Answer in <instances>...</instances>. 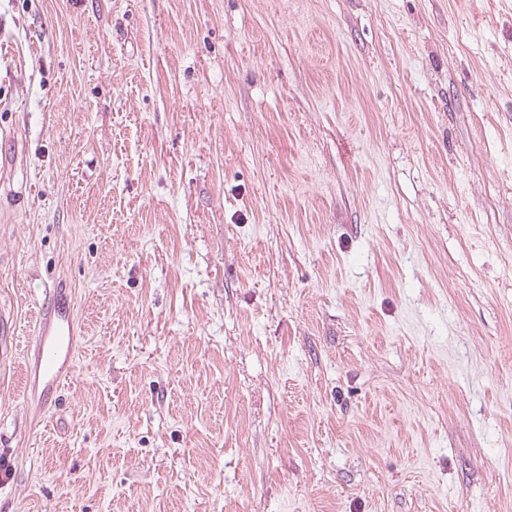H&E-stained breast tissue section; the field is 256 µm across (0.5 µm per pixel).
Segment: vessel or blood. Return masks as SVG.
<instances>
[{"label":"vessel or blood","instance_id":"1","mask_svg":"<svg viewBox=\"0 0 512 512\" xmlns=\"http://www.w3.org/2000/svg\"><path fill=\"white\" fill-rule=\"evenodd\" d=\"M73 336L74 319L69 308H59L40 321L37 333L40 356L34 375L44 389L58 387L64 364L73 363Z\"/></svg>","mask_w":512,"mask_h":512}]
</instances>
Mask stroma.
<instances>
[{"label": "stroma", "mask_w": 512, "mask_h": 512, "mask_svg": "<svg viewBox=\"0 0 512 512\" xmlns=\"http://www.w3.org/2000/svg\"><path fill=\"white\" fill-rule=\"evenodd\" d=\"M0 316V512H512V0H0ZM73 325V313L68 307L57 306L53 317L43 314L37 333L41 356L34 365V375L44 389H57L64 364L74 362Z\"/></svg>", "instance_id": "stroma-1"}]
</instances>
